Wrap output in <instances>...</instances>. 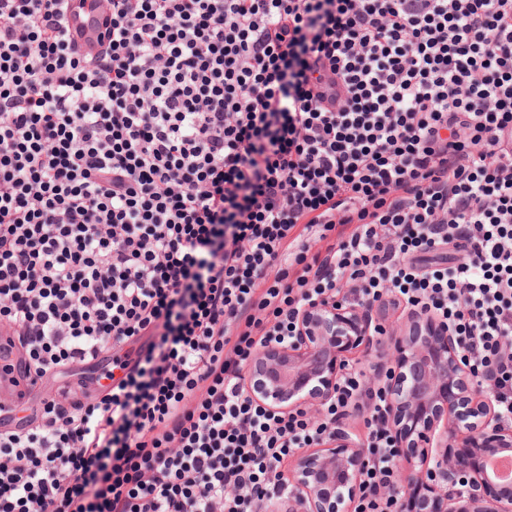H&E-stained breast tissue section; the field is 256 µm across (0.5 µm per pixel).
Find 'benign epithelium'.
<instances>
[{
	"label": "benign epithelium",
	"mask_w": 512,
	"mask_h": 512,
	"mask_svg": "<svg viewBox=\"0 0 512 512\" xmlns=\"http://www.w3.org/2000/svg\"><path fill=\"white\" fill-rule=\"evenodd\" d=\"M380 311L379 303L355 305L340 295L305 307L296 336L253 353L246 394L270 414L317 412L334 399L347 357L379 341L371 322ZM386 336L385 420L398 456L384 494L397 498V512H512V482L488 468L490 459L512 455V423L497 411L493 390L474 381L452 331L410 308ZM364 463L363 444L344 428L299 449L288 472V512H349Z\"/></svg>",
	"instance_id": "1"
}]
</instances>
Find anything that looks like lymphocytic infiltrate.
Returning a JSON list of instances; mask_svg holds the SVG:
<instances>
[{
  "label": "lymphocytic infiltrate",
  "mask_w": 512,
  "mask_h": 512,
  "mask_svg": "<svg viewBox=\"0 0 512 512\" xmlns=\"http://www.w3.org/2000/svg\"><path fill=\"white\" fill-rule=\"evenodd\" d=\"M65 2L0 0V334L54 387L6 408L0 512H268L357 412L353 512H395L383 387H242L343 292L443 319L512 416V0H109L94 55Z\"/></svg>",
  "instance_id": "f902f5d3"
}]
</instances>
